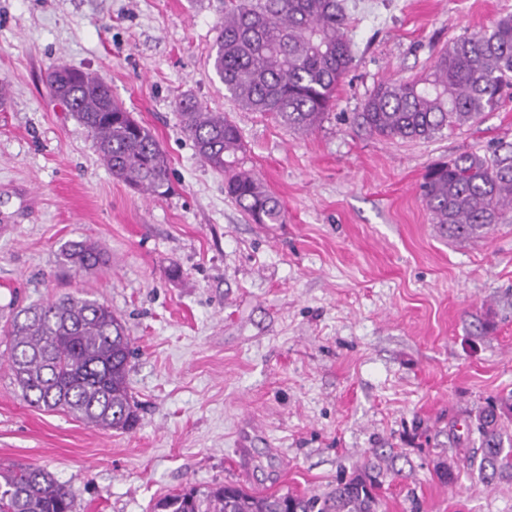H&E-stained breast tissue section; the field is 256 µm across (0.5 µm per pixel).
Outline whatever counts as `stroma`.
Returning <instances> with one entry per match:
<instances>
[{
  "mask_svg": "<svg viewBox=\"0 0 512 512\" xmlns=\"http://www.w3.org/2000/svg\"><path fill=\"white\" fill-rule=\"evenodd\" d=\"M225 3L0 0V317L77 291L105 301L133 342L140 415L121 433L31 406L0 357V462L47 469L75 512H153L191 486L324 494L380 448L386 512H512V476L482 479L454 442L512 391V210L482 239H451L419 190L435 163L512 153V89L428 141L355 122L379 83L426 77L512 0H345L355 61L306 134L225 96L209 62ZM60 63L103 78L151 129L168 195L112 176L48 93ZM187 93L237 124L283 223L225 197L181 131ZM84 237L109 262L78 276L61 251Z\"/></svg>",
  "mask_w": 512,
  "mask_h": 512,
  "instance_id": "obj_1",
  "label": "stroma"
}]
</instances>
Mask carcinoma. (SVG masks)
<instances>
[{
  "mask_svg": "<svg viewBox=\"0 0 512 512\" xmlns=\"http://www.w3.org/2000/svg\"><path fill=\"white\" fill-rule=\"evenodd\" d=\"M216 26L212 69L224 91L244 110L260 112L297 132L318 127L336 100L354 53L346 37L342 0H229ZM53 67L49 87L93 137L112 175L153 196L170 190L169 158L151 130L112 98L104 79L71 78ZM512 85V14L448 44L424 79L383 82L357 113L359 124L387 139L429 140L493 110ZM184 133L201 160L224 174V194L255 224H281L278 197L239 167L244 144L238 126L194 97L175 101ZM431 217L451 238H479L512 209V156L493 162L477 153L431 167L420 185ZM66 266L89 272L104 264L91 239L62 250ZM23 399L63 410L86 426L130 431L137 406L127 384L131 338L112 308L88 296L65 295L17 309L0 330ZM512 393L487 402L471 432L478 435L479 471L493 478L512 470L504 448V420ZM376 465L336 484L329 493L255 494L224 485L195 487L158 500L155 512H379ZM0 512H74V500L47 470L0 465Z\"/></svg>",
  "mask_w": 512,
  "mask_h": 512,
  "instance_id": "obj_1",
  "label": "carcinoma"
}]
</instances>
